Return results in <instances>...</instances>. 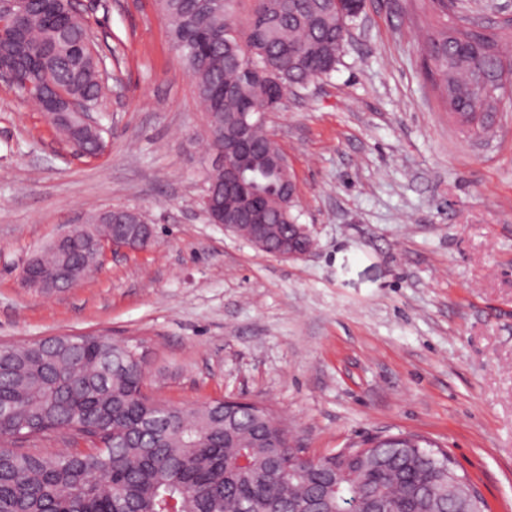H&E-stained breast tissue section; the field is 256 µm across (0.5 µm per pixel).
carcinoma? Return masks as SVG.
Segmentation results:
<instances>
[{
	"instance_id": "obj_1",
	"label": "carcinoma",
	"mask_w": 512,
	"mask_h": 512,
	"mask_svg": "<svg viewBox=\"0 0 512 512\" xmlns=\"http://www.w3.org/2000/svg\"><path fill=\"white\" fill-rule=\"evenodd\" d=\"M63 26L50 23L39 0L15 7L0 27V58H30L18 90L37 107L44 84L58 85L96 108L102 94L93 35L70 0H55ZM438 15L427 33V77L450 112H473L475 99L496 101L512 85V58L503 63L495 35L474 34L448 22V0H429ZM236 0H159L172 46L194 93L215 123L280 109L288 91L330 72L359 0H264L251 8L246 29L235 22ZM249 177L269 202L267 221L288 236L295 204L276 202L281 177L253 163ZM54 269L88 275L86 252H52ZM0 345V512H302L312 496L322 512H360L377 500L386 512H457L448 499V455L408 436L414 448L387 444L365 453L339 448L291 473H273L271 457L284 453L266 411L245 408L224 422L215 400L185 409L144 390L147 363L139 344L86 334ZM66 433L89 435L94 457L18 448L20 439Z\"/></svg>"
}]
</instances>
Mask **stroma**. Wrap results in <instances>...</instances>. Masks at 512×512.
Segmentation results:
<instances>
[{
  "label": "stroma",
  "mask_w": 512,
  "mask_h": 512,
  "mask_svg": "<svg viewBox=\"0 0 512 512\" xmlns=\"http://www.w3.org/2000/svg\"><path fill=\"white\" fill-rule=\"evenodd\" d=\"M81 11L110 73L100 155L0 82V343L140 339L157 398L265 404L310 456L418 434L512 512V99L493 138L462 128L424 72L427 5L364 0L333 71L268 116L315 242L285 261L206 215L205 114L156 0ZM118 207L152 249L23 287L67 225ZM33 257L22 271V281L29 288H70L61 287L60 281L67 276V270L59 269L53 272L44 270L33 263Z\"/></svg>",
  "instance_id": "stroma-1"
}]
</instances>
